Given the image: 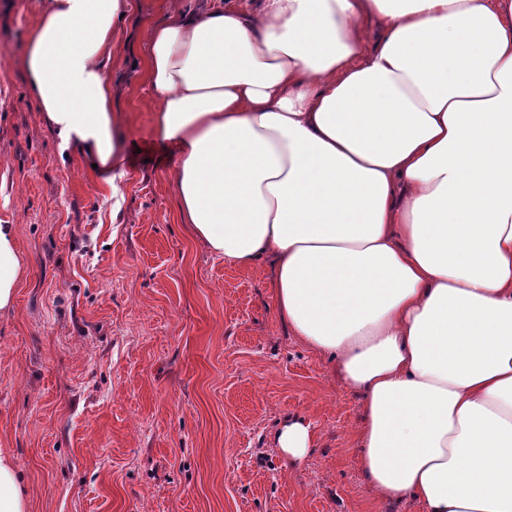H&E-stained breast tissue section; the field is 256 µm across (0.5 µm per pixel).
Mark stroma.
Masks as SVG:
<instances>
[{"instance_id": "35a3bbf8", "label": "stroma", "mask_w": 512, "mask_h": 512, "mask_svg": "<svg viewBox=\"0 0 512 512\" xmlns=\"http://www.w3.org/2000/svg\"><path fill=\"white\" fill-rule=\"evenodd\" d=\"M41 0H0V222L27 267L0 313V450L29 512H419L359 469L364 397L280 322L269 260L211 254L176 217L144 39L117 35L120 199L64 154L22 55ZM301 418L311 451L275 434ZM276 443L288 458L299 460L313 446L311 427L303 420L287 422L277 431Z\"/></svg>"}]
</instances>
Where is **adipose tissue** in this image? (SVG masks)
Returning <instances> with one entry per match:
<instances>
[{
	"label": "adipose tissue",
	"instance_id": "adipose-tissue-1",
	"mask_svg": "<svg viewBox=\"0 0 512 512\" xmlns=\"http://www.w3.org/2000/svg\"><path fill=\"white\" fill-rule=\"evenodd\" d=\"M127 0H44L28 89L120 195ZM177 218L270 259L282 324L364 395L359 465L420 512H512V0H174L149 28ZM27 273L0 223V311ZM0 512H29L0 451Z\"/></svg>",
	"mask_w": 512,
	"mask_h": 512
}]
</instances>
